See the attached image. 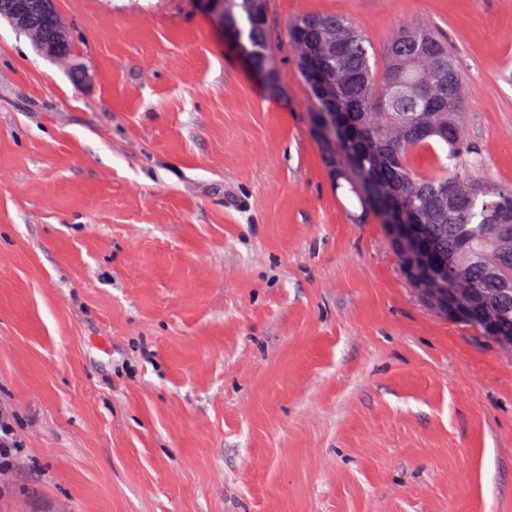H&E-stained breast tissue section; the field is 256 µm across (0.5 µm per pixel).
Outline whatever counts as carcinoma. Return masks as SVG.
<instances>
[{
	"mask_svg": "<svg viewBox=\"0 0 512 512\" xmlns=\"http://www.w3.org/2000/svg\"><path fill=\"white\" fill-rule=\"evenodd\" d=\"M225 25L249 49L260 71L273 53L256 0H231ZM288 48L311 96L310 116L336 113L344 141L312 127L335 186L348 187L366 212L397 208L435 268L468 271L448 277V290L472 300L455 321L491 343L512 337V185L489 183L482 151L468 139L464 80L447 45L429 30L402 25L376 53L363 30L336 14H303L288 25ZM421 126L425 134L413 133ZM428 154L434 168L418 169ZM401 270L422 303L417 270L405 264L400 237L387 234Z\"/></svg>",
	"mask_w": 512,
	"mask_h": 512,
	"instance_id": "obj_1",
	"label": "carcinoma"
}]
</instances>
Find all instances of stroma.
I'll list each match as a JSON object with an SVG mask.
<instances>
[{"label":"stroma","instance_id":"obj_1","mask_svg":"<svg viewBox=\"0 0 512 512\" xmlns=\"http://www.w3.org/2000/svg\"><path fill=\"white\" fill-rule=\"evenodd\" d=\"M0 21V512H512V355L429 311L334 188L301 14L452 47L512 184V0H268L269 86L199 0ZM3 9L11 18L13 25L24 31H36L39 50L47 57L62 53L69 44L68 35L56 16L53 0H14L7 2ZM39 15H52L55 18L48 32L37 28L35 18ZM12 412L0 404V490L5 492L8 487V479L20 464L17 449L21 448L11 422Z\"/></svg>","mask_w":512,"mask_h":512}]
</instances>
